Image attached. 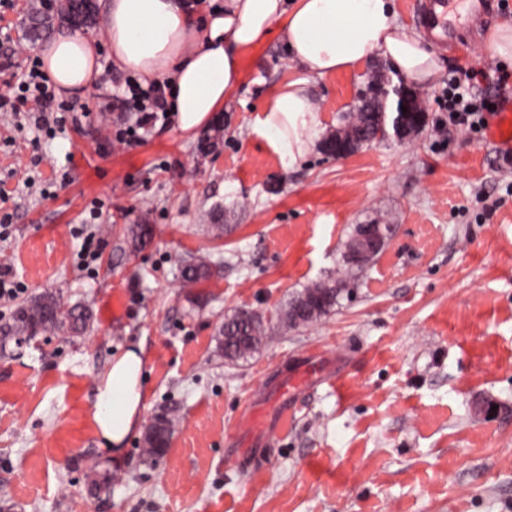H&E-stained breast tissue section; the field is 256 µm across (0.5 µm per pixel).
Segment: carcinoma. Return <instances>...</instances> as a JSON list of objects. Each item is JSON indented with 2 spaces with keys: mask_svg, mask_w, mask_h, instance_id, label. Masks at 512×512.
Instances as JSON below:
<instances>
[{
  "mask_svg": "<svg viewBox=\"0 0 512 512\" xmlns=\"http://www.w3.org/2000/svg\"><path fill=\"white\" fill-rule=\"evenodd\" d=\"M54 16L41 9L27 13V24L23 38L32 40L50 30ZM343 125L335 137L352 150L374 141L388 133L386 115L379 111L378 102L360 99L354 111L342 118ZM128 237L133 247L141 248L151 239V228L147 224H134L129 228ZM183 286L195 288L219 274L220 266L208 253L194 255L180 264ZM361 268L342 260L336 271L312 282L296 292L280 311L279 326L299 329L312 326L329 315L339 304L350 283ZM90 320L89 309L81 305L66 304L57 292L47 288L20 304L9 316V322L0 326V341L13 340L16 343L32 341L41 335L47 324H56L64 334L80 335L87 330ZM267 338V326L262 316L239 308L224 316L218 329L217 349L224 358L237 362L246 360L257 352ZM158 426L144 436L141 456L157 462L164 454L174 431L176 414L167 409L156 416Z\"/></svg>",
  "mask_w": 512,
  "mask_h": 512,
  "instance_id": "cac0c4a2",
  "label": "carcinoma"
}]
</instances>
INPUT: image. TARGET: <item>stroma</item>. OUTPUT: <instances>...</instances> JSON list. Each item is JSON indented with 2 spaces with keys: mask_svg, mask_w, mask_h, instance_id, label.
<instances>
[{
  "mask_svg": "<svg viewBox=\"0 0 512 512\" xmlns=\"http://www.w3.org/2000/svg\"><path fill=\"white\" fill-rule=\"evenodd\" d=\"M512 11L479 30L455 23L440 70L415 89L427 114L413 140L395 137L337 160L313 144L288 163L254 131L263 100L300 76L278 33L251 54L225 102L224 136L175 120L107 140L116 101L98 87L86 115L53 129L0 112V267L16 300L44 289L89 306L83 336L0 348V498L13 512H512V61L488 46ZM476 66L499 95L481 132L449 130L448 74ZM398 83L380 56L309 80L321 134L353 111L372 77ZM493 203L486 212L478 196ZM223 208L231 233L207 237ZM394 231L315 325L282 330L289 297L336 269L355 225ZM148 224L134 249L126 229ZM211 252L220 275L181 285L180 259ZM264 316L269 339L245 361L217 351L225 314ZM145 354L141 426L177 410L156 463L133 435L121 457L89 419L114 357ZM336 363L335 383L299 389L287 425L240 461L251 405L274 403L281 378L310 361Z\"/></svg>",
  "mask_w": 512,
  "mask_h": 512,
  "instance_id": "1",
  "label": "stroma"
}]
</instances>
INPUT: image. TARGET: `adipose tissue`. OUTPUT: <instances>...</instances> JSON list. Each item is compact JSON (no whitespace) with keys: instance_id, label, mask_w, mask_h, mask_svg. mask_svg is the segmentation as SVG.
I'll list each match as a JSON object with an SVG mask.
<instances>
[{"instance_id":"adipose-tissue-1","label":"adipose tissue","mask_w":512,"mask_h":512,"mask_svg":"<svg viewBox=\"0 0 512 512\" xmlns=\"http://www.w3.org/2000/svg\"><path fill=\"white\" fill-rule=\"evenodd\" d=\"M275 28L305 75L281 80L256 131L292 161L307 152L319 128L308 76L351 71L376 55L422 83L439 71L435 52L398 23L393 0H221L202 9L193 0H107L104 41L64 29L37 52L57 91L81 98L98 84L100 47L108 45L117 70L162 85L179 130L190 135L222 109L247 58ZM143 369L141 348L114 358L90 412L113 453L138 429Z\"/></svg>"}]
</instances>
